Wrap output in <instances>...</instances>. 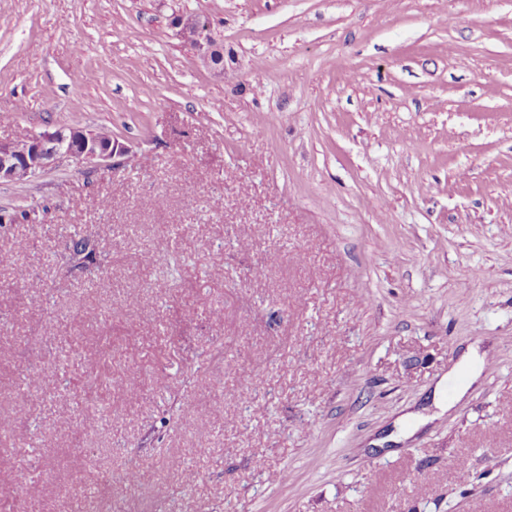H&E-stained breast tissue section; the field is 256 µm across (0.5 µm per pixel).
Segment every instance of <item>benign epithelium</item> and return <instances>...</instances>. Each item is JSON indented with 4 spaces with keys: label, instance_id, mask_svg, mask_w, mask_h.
Returning a JSON list of instances; mask_svg holds the SVG:
<instances>
[{
    "label": "benign epithelium",
    "instance_id": "obj_1",
    "mask_svg": "<svg viewBox=\"0 0 512 512\" xmlns=\"http://www.w3.org/2000/svg\"><path fill=\"white\" fill-rule=\"evenodd\" d=\"M172 25L178 33L190 30L198 33L196 48L205 66L217 74L224 67V48L204 34L202 23L192 17L173 15ZM122 154L117 144L102 143L77 128H58L45 131L24 141L0 142V182L17 181L19 172L32 177L49 165L74 159L94 167L107 163Z\"/></svg>",
    "mask_w": 512,
    "mask_h": 512
}]
</instances>
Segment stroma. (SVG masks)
<instances>
[{"label":"stroma","mask_w":512,"mask_h":512,"mask_svg":"<svg viewBox=\"0 0 512 512\" xmlns=\"http://www.w3.org/2000/svg\"><path fill=\"white\" fill-rule=\"evenodd\" d=\"M61 127L124 152L0 183V497L512 512V0H0V141ZM172 25L178 28V33L181 35L190 30L196 31L198 33L196 48L201 61L218 75L223 73L221 69L224 67V48L210 40L208 35H204L202 23L198 19L175 14L172 17Z\"/></svg>","instance_id":"obj_1"}]
</instances>
